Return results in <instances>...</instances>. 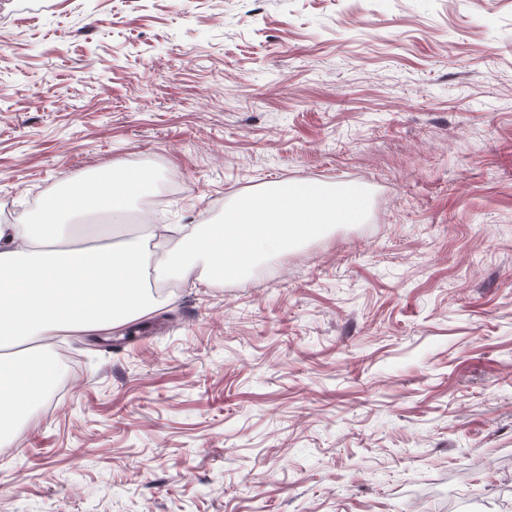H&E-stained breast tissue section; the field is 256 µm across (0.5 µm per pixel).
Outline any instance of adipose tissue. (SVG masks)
I'll return each instance as SVG.
<instances>
[{
	"instance_id": "ef3b65f1",
	"label": "adipose tissue",
	"mask_w": 512,
	"mask_h": 512,
	"mask_svg": "<svg viewBox=\"0 0 512 512\" xmlns=\"http://www.w3.org/2000/svg\"><path fill=\"white\" fill-rule=\"evenodd\" d=\"M154 179L148 168L116 164L105 185L79 187L56 199L35 224H0V434L41 402L49 367L11 355L44 331L75 336L151 312L157 297L143 284L148 254L142 237L94 254L59 249L60 217L70 211L124 212L123 199Z\"/></svg>"
}]
</instances>
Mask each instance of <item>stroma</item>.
<instances>
[{
  "label": "stroma",
  "instance_id": "35a3bbf8",
  "mask_svg": "<svg viewBox=\"0 0 512 512\" xmlns=\"http://www.w3.org/2000/svg\"><path fill=\"white\" fill-rule=\"evenodd\" d=\"M115 163L200 228L270 184L365 223L243 280L158 279L68 351L0 452V512H439L512 487V0H0V224ZM126 221L68 219L72 244Z\"/></svg>",
  "mask_w": 512,
  "mask_h": 512
}]
</instances>
